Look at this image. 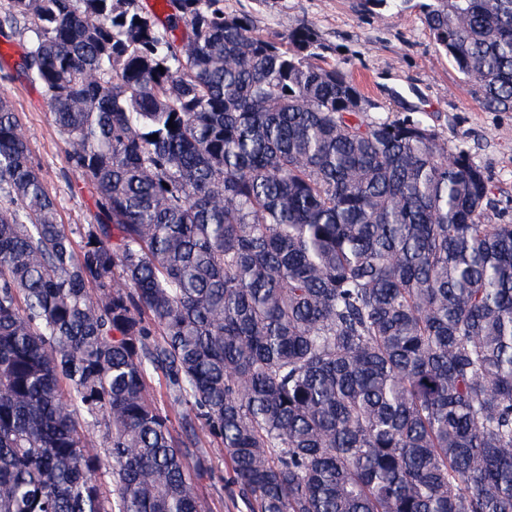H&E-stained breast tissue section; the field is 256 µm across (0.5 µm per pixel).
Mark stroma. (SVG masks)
I'll return each instance as SVG.
<instances>
[{
	"mask_svg": "<svg viewBox=\"0 0 512 512\" xmlns=\"http://www.w3.org/2000/svg\"><path fill=\"white\" fill-rule=\"evenodd\" d=\"M420 0L404 12L367 13L358 0H224L226 11L252 15L264 36L287 34L300 25L315 28L327 45V59L344 68L365 97L383 103L397 116L424 112L449 147L469 149L489 172L512 219V112H488L449 63L436 51L421 21ZM10 53L0 55V94L14 103L31 155L55 195L62 223H89L95 195L67 162L69 146L54 127L40 88L20 71L27 49L23 37L9 39Z\"/></svg>",
	"mask_w": 512,
	"mask_h": 512,
	"instance_id": "1",
	"label": "stroma"
}]
</instances>
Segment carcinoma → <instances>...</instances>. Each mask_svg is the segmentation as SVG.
<instances>
[{
	"instance_id": "1",
	"label": "carcinoma",
	"mask_w": 512,
	"mask_h": 512,
	"mask_svg": "<svg viewBox=\"0 0 512 512\" xmlns=\"http://www.w3.org/2000/svg\"><path fill=\"white\" fill-rule=\"evenodd\" d=\"M165 4L0 0L96 195L79 232L58 220L1 95L0 512H212L200 429L233 512H512L489 175L366 99L313 27ZM420 10L512 112V0Z\"/></svg>"
}]
</instances>
